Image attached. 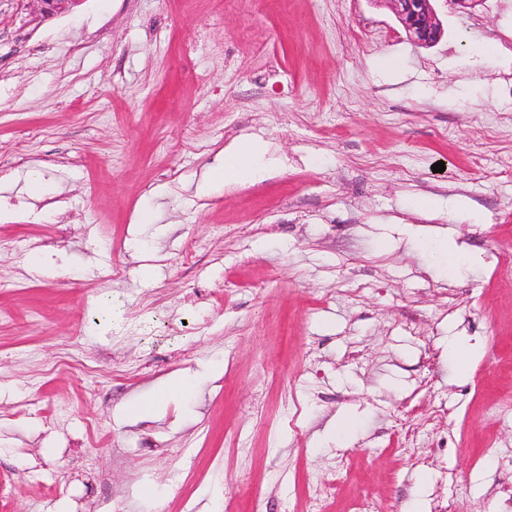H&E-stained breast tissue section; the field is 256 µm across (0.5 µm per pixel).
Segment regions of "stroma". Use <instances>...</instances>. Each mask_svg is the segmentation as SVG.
Wrapping results in <instances>:
<instances>
[{"instance_id": "obj_1", "label": "stroma", "mask_w": 512, "mask_h": 512, "mask_svg": "<svg viewBox=\"0 0 512 512\" xmlns=\"http://www.w3.org/2000/svg\"><path fill=\"white\" fill-rule=\"evenodd\" d=\"M436 10L424 48L373 0H0V512H303L332 477L329 512H498L512 0ZM244 137L274 174L199 192Z\"/></svg>"}]
</instances>
